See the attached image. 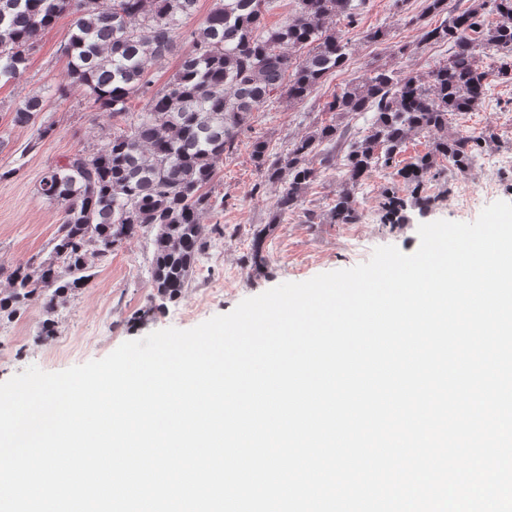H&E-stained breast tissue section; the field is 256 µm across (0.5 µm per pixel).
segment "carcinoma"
Instances as JSON below:
<instances>
[{
    "label": "carcinoma",
    "instance_id": "1",
    "mask_svg": "<svg viewBox=\"0 0 512 512\" xmlns=\"http://www.w3.org/2000/svg\"><path fill=\"white\" fill-rule=\"evenodd\" d=\"M272 2L215 0L204 23L185 31L197 0H0V81L18 78L41 35L60 15L73 14L75 30L65 46L69 81L83 87L112 124H126L41 179L40 193L60 205L62 222L46 258L8 272L0 322L40 301L47 315L40 335H53L57 300L90 279L91 260H105L112 248L149 228L155 231L151 277L157 295L169 301L182 296L209 248L201 221L224 207V198L211 191L217 164L273 95L284 92L302 103L345 65L349 42L329 21L357 26L365 0H296L293 19L268 28ZM488 2L494 22L484 13ZM181 40L188 48L178 73L151 91L149 67ZM421 41L448 44V58L428 81L377 65L324 103L323 111L335 117L371 114L362 137L350 138L349 128L336 122L317 121L274 157L266 141L251 142L263 182L281 186L271 221L252 232L256 268L266 263L263 242L276 221L300 207L321 173L342 174L330 222L356 224V190L373 170H390L402 188L383 192L381 221L401 224L408 209L428 203L425 182L448 183V171L468 170L486 151L492 130L450 135L448 116L491 98L489 75L512 84V0H482L425 29ZM482 53L495 58L492 70L480 64ZM140 96L147 98L145 107L131 111V100ZM46 105L41 94L31 95L13 122L35 123ZM413 134L430 137V145L404 161L400 156Z\"/></svg>",
    "mask_w": 512,
    "mask_h": 512
}]
</instances>
